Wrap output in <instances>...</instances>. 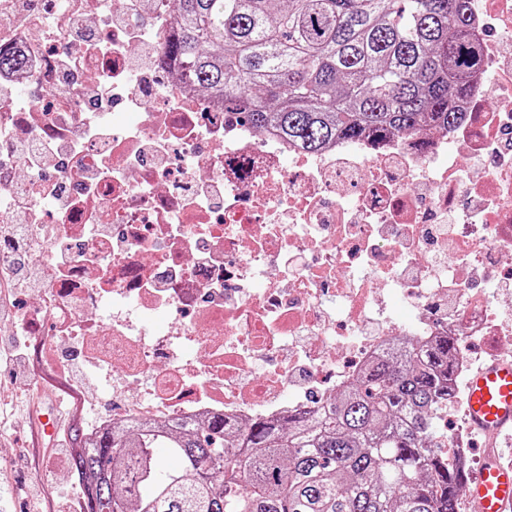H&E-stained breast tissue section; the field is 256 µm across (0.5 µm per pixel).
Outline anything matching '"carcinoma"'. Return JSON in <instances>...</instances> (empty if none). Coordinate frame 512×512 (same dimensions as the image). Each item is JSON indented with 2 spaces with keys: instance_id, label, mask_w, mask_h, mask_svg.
Returning a JSON list of instances; mask_svg holds the SVG:
<instances>
[{
  "instance_id": "obj_1",
  "label": "carcinoma",
  "mask_w": 512,
  "mask_h": 512,
  "mask_svg": "<svg viewBox=\"0 0 512 512\" xmlns=\"http://www.w3.org/2000/svg\"><path fill=\"white\" fill-rule=\"evenodd\" d=\"M175 2L162 57L309 153L453 125L480 62L469 0ZM456 350L441 338L377 362L319 419H258L232 448L219 416L103 432L70 461L85 512H457L469 472L448 464L440 434Z\"/></svg>"
}]
</instances>
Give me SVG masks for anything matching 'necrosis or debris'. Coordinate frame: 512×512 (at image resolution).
I'll return each mask as SVG.
<instances>
[{"mask_svg": "<svg viewBox=\"0 0 512 512\" xmlns=\"http://www.w3.org/2000/svg\"><path fill=\"white\" fill-rule=\"evenodd\" d=\"M174 7L112 0L111 14L88 13L95 39L77 70L67 29L0 39L25 60L0 81L28 94L0 95V127L54 153L59 194L50 210L29 196V233L45 243L27 260L46 287L24 297L21 332L71 340L69 361L118 367L105 385L120 401L82 422L85 439L146 420L219 415L241 432L314 415L411 340H477L492 360L511 349L494 310L512 295L479 288L512 283V80L494 75L512 56V24L496 25L491 0L469 2L482 62L453 126L339 139L312 156L158 66ZM145 50L134 74L128 61ZM100 80L112 86L103 107L86 93ZM41 175L0 141V200ZM161 308L166 333L134 334ZM256 361L268 366L258 379ZM144 377L147 400L127 399Z\"/></svg>", "mask_w": 512, "mask_h": 512, "instance_id": "4bbe7bcc", "label": "necrosis or debris"}]
</instances>
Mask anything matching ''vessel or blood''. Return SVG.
I'll list each match as a JSON object with an SVG mask.
<instances>
[{
  "label": "vessel or blood",
  "mask_w": 512,
  "mask_h": 512,
  "mask_svg": "<svg viewBox=\"0 0 512 512\" xmlns=\"http://www.w3.org/2000/svg\"><path fill=\"white\" fill-rule=\"evenodd\" d=\"M470 430L496 434L512 427V362L478 371L466 385ZM466 501L476 512H507L512 507V468L489 462L467 481Z\"/></svg>",
  "instance_id": "b4317fda"
}]
</instances>
